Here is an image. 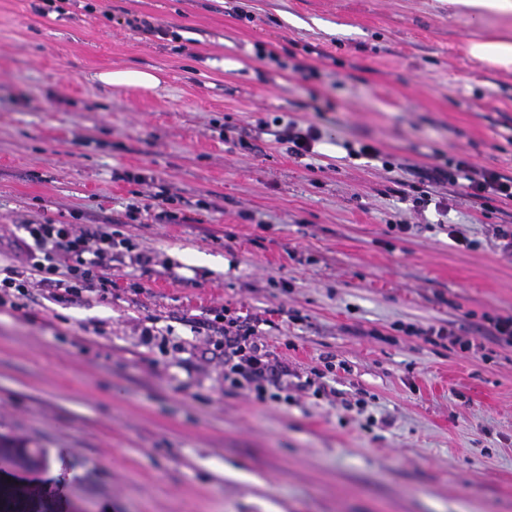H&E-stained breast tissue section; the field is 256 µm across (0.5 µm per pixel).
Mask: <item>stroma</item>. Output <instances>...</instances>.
<instances>
[{
    "label": "stroma",
    "mask_w": 512,
    "mask_h": 512,
    "mask_svg": "<svg viewBox=\"0 0 512 512\" xmlns=\"http://www.w3.org/2000/svg\"><path fill=\"white\" fill-rule=\"evenodd\" d=\"M40 2L0 0V279L28 224L127 245L109 290L34 280L0 306V435L60 464H0L12 512H512V347L487 322L512 315V202L421 174L512 176V71L468 52L512 26L448 0ZM129 67L161 85L94 78ZM281 119L322 131L317 158L267 134ZM226 309L289 369L265 399L224 380ZM440 326L484 353L425 341ZM424 177L432 182L447 181L462 187L469 197L481 201V206L512 201V177L476 164L466 156L452 160L448 170L435 166L427 170Z\"/></svg>",
    "instance_id": "obj_1"
}]
</instances>
